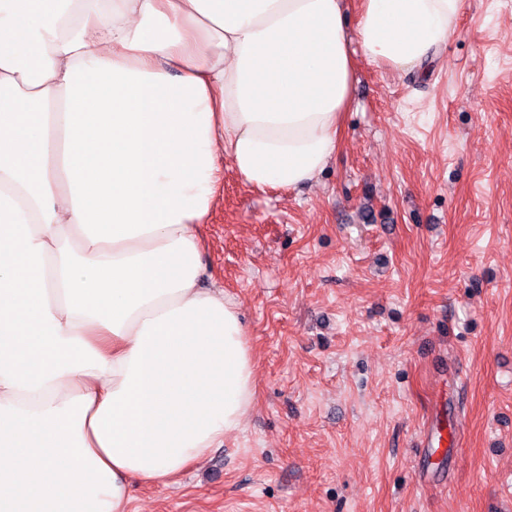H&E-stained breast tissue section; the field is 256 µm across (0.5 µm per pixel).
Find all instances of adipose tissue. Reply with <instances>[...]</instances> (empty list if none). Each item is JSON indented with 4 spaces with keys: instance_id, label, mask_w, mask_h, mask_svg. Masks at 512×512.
Segmentation results:
<instances>
[{
    "instance_id": "1",
    "label": "adipose tissue",
    "mask_w": 512,
    "mask_h": 512,
    "mask_svg": "<svg viewBox=\"0 0 512 512\" xmlns=\"http://www.w3.org/2000/svg\"><path fill=\"white\" fill-rule=\"evenodd\" d=\"M464 0H360L398 72ZM347 0H0V512H130L238 431L239 306L203 284L224 166L313 181L340 147Z\"/></svg>"
}]
</instances>
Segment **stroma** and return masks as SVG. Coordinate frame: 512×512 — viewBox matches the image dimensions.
I'll list each match as a JSON object with an SVG mask.
<instances>
[{
  "mask_svg": "<svg viewBox=\"0 0 512 512\" xmlns=\"http://www.w3.org/2000/svg\"><path fill=\"white\" fill-rule=\"evenodd\" d=\"M336 157L258 190L224 169L202 262L255 363L240 429L133 512H512V7L465 0L400 73L354 51ZM457 407L450 459L417 437Z\"/></svg>",
  "mask_w": 512,
  "mask_h": 512,
  "instance_id": "stroma-1",
  "label": "stroma"
}]
</instances>
